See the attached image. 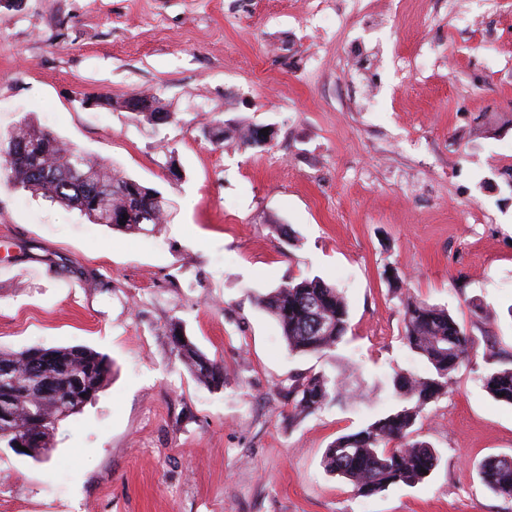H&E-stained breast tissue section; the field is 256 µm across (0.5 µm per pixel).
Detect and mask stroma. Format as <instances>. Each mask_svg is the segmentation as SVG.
Listing matches in <instances>:
<instances>
[{
	"instance_id": "35a3bbf8",
	"label": "stroma",
	"mask_w": 512,
	"mask_h": 512,
	"mask_svg": "<svg viewBox=\"0 0 512 512\" xmlns=\"http://www.w3.org/2000/svg\"><path fill=\"white\" fill-rule=\"evenodd\" d=\"M468 6L480 23L448 0L0 6V133L29 120L171 202L128 234L0 177V349L79 345L112 364L44 455L0 448V512H512L477 470L512 454V407L483 388L512 360V0ZM134 94L174 123L122 111ZM214 118L275 139L218 147ZM392 274L476 354L417 424L438 467L364 498L322 458L392 407L387 378L425 370ZM314 275L343 292L350 328L295 355L257 298ZM174 322L222 387L173 351ZM317 372L348 377V397L290 419L289 386Z\"/></svg>"
}]
</instances>
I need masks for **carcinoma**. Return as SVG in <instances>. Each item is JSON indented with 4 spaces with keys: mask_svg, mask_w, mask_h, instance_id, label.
Masks as SVG:
<instances>
[{
    "mask_svg": "<svg viewBox=\"0 0 512 512\" xmlns=\"http://www.w3.org/2000/svg\"><path fill=\"white\" fill-rule=\"evenodd\" d=\"M140 121L158 127L172 123L170 112L136 113ZM204 134L222 147L233 142L241 149L263 144L253 139L252 124H227L213 119ZM0 175L15 188L79 211L86 218L105 219L104 225L124 233L145 230L140 216L154 212L151 222H165L163 194L138 180L117 173L54 133L24 120L0 136ZM258 304L278 323L288 350L295 354H325L335 350L349 329V309L335 285L319 276L291 278L259 297ZM401 339L421 357L427 372H401L387 383L395 406L359 429L344 433L326 449L325 472L344 478L361 497H372L391 486H414L435 470L438 451L413 438L416 425L432 402L448 393L455 373L470 359L472 339L447 308L402 299ZM172 349L184 358L194 375L210 386L224 385V367L202 354L178 324L168 330ZM53 359L43 362L32 349H0V369L12 368L6 386L17 391L13 422L0 425V447H13L23 430L33 428L30 416L42 421L41 445L30 457L50 447L58 421L79 412L106 385L111 363L82 346L50 349ZM52 381L51 393H40L42 382ZM491 398L512 407V366L493 367L483 379ZM344 382L315 373L292 385L289 416L305 418L326 403L344 397ZM483 484L496 496L512 500V455H490L478 467Z\"/></svg>",
    "mask_w": 512,
    "mask_h": 512,
    "instance_id": "1",
    "label": "carcinoma"
}]
</instances>
